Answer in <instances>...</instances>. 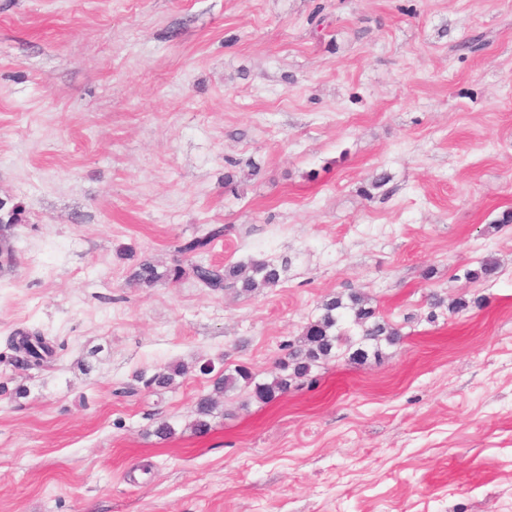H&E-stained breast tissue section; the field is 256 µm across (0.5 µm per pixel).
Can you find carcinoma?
<instances>
[{
    "label": "carcinoma",
    "mask_w": 512,
    "mask_h": 512,
    "mask_svg": "<svg viewBox=\"0 0 512 512\" xmlns=\"http://www.w3.org/2000/svg\"><path fill=\"white\" fill-rule=\"evenodd\" d=\"M23 209L15 204L0 214V256L8 261L14 258L12 237L14 228L22 222ZM224 237V226L212 225L204 232L198 233L184 240L177 252L190 260L185 267L178 261L174 265L160 272L157 266L148 260L142 261L135 272L133 280L141 287L152 288L160 282L176 283L187 273L204 287L214 291L224 288H240L242 292H254L260 288H270L279 284L284 268L266 260H253L247 264H236L224 268L202 261L213 243ZM353 314L354 323L361 329L359 348L356 357L364 359L367 356L366 347L371 346L379 350L381 342L393 345L400 341V331L376 316L375 309L367 306L365 299L357 292L347 295H337L326 300L321 305L319 316L306 327L303 344L288 355V360L279 363L280 373L269 382L257 383L254 376L245 367L236 369L233 374H214L210 365L201 367V372L214 374L212 379L213 391L222 393L238 384L252 388L255 398L260 401H269L277 392H285L290 381L303 378L311 372L312 368L320 362L334 356L336 349L341 345L352 346L353 341L339 331L344 312ZM17 335H24L23 348H14L15 361L28 367H39L52 355L53 348L50 341L40 331H19ZM186 373L183 364L168 366L156 372L150 383L159 388H168L174 384L175 378ZM216 402L212 395H202L196 402V432L204 434L210 430L209 417L215 409Z\"/></svg>",
    "instance_id": "carcinoma-1"
}]
</instances>
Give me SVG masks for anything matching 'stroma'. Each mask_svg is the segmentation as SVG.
<instances>
[{
    "mask_svg": "<svg viewBox=\"0 0 512 512\" xmlns=\"http://www.w3.org/2000/svg\"><path fill=\"white\" fill-rule=\"evenodd\" d=\"M0 199V512H512V0H0ZM210 224L281 282H133ZM352 291L397 344L194 431ZM22 215L23 209L18 204H14L10 209H7L3 215L0 214V256L10 262L14 258L13 230L22 222ZM1 218L3 223H1ZM20 335L27 336L24 345L23 353L19 351L16 340ZM12 346L16 353L15 361L20 364L21 362L28 367H40L43 362L51 357L53 353L50 341L40 331H18L17 336L12 340ZM216 402L211 394L202 395L196 402V420L194 428L199 434L207 433L210 430L209 417L215 409Z\"/></svg>",
    "mask_w": 512,
    "mask_h": 512,
    "instance_id": "35a3bbf8",
    "label": "stroma"
}]
</instances>
